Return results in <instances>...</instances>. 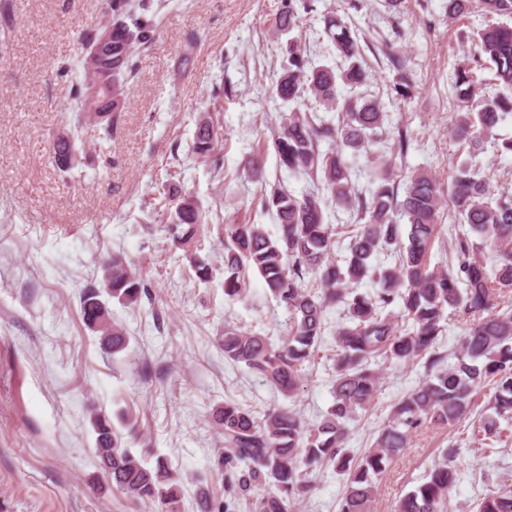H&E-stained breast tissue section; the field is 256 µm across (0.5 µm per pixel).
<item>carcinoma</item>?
Wrapping results in <instances>:
<instances>
[{
	"label": "carcinoma",
	"mask_w": 512,
	"mask_h": 512,
	"mask_svg": "<svg viewBox=\"0 0 512 512\" xmlns=\"http://www.w3.org/2000/svg\"><path fill=\"white\" fill-rule=\"evenodd\" d=\"M312 0H283L276 17V30L297 27L298 9L312 11ZM152 0H106L98 21L81 36L83 49L90 50L112 28V72L108 80L119 100L106 101L100 94L97 107L89 104L90 90L103 71L87 67L81 59L84 78L72 89L69 112L73 124L53 142V161L63 172L74 173L84 165L77 147L84 114L112 109V117L97 122L100 139L112 143L124 111L129 85L137 75L136 54L150 45L156 34L154 19L147 17ZM480 8L493 15L512 17V0H447L448 19L465 17ZM325 32L342 58L337 70L313 66L301 43L288 41V65L282 68L272 95L294 104L288 122L271 138L279 166L292 175L311 180L313 189L300 196L277 181L260 193L263 211L273 215L279 235L271 238L262 224H226L230 243L224 254V295L240 298L243 267L255 268L270 294L288 312V331L275 345L258 333L224 327L219 346L224 358L247 366L284 397H293L303 367L324 342L326 309L343 304L349 322L334 331L338 347L335 402L313 427L304 426L288 405L269 409L257 418L251 411L228 402L214 412L220 426L222 447L214 460L224 476V501L215 503L204 491L199 494L201 512H236L244 503L250 512H293L296 501L311 487V475L332 468L344 476L345 491L340 512H370L376 479L406 448L410 438L427 424L447 427L472 414L476 395L485 394L477 423V435L501 439V422L512 421V195L496 196L479 169L477 156L484 137L512 112V27L491 25L477 32L472 62H464L454 74L461 109L450 129L452 137L470 144L469 158L456 166L449 197L459 223L467 230L455 237V264L448 269L429 268L428 253L438 224L442 190L425 172H416L404 183L398 198L394 176L397 159L405 157L407 132L396 128V136H385L387 112L381 102L361 91L367 72L361 63L358 39L334 16L324 19ZM489 62L495 67L497 93L479 95L474 65ZM347 88L344 94L341 88ZM339 112L338 123L319 112ZM327 149H322V144ZM378 155L372 187L356 189L346 154ZM215 129L206 117L196 121L191 144L195 155L211 160L215 176L224 173L223 160L214 155ZM329 193L336 205L361 221L348 245L345 266L333 257L336 239L325 222L319 191ZM167 229L174 243L189 247L203 228L202 213L187 196L168 212ZM409 230L402 234L401 219ZM495 255L486 267L484 250ZM395 262L385 266L372 259L382 252ZM99 284L80 297L83 324L98 334L112 359L129 345L125 327L112 318L110 302L136 306L150 297L151 286L119 253L101 262ZM309 275L319 280L321 293L306 288ZM369 280L380 285L374 293H361L355 286ZM399 311L394 312L391 307ZM469 319L456 362L435 350L447 309ZM426 356L425 375L390 408L387 424L365 454L356 459L345 448L346 420L357 410H368L382 384L381 371L371 363L401 365ZM95 434L93 453L107 485L135 503H151L157 512H178L181 478L167 459L149 462L133 453L110 419L99 411L89 415ZM454 447L442 450L424 482L399 499L395 512H447L448 495L459 479L450 465ZM478 512H512V488L502 486L484 495Z\"/></svg>",
	"instance_id": "carcinoma-1"
}]
</instances>
